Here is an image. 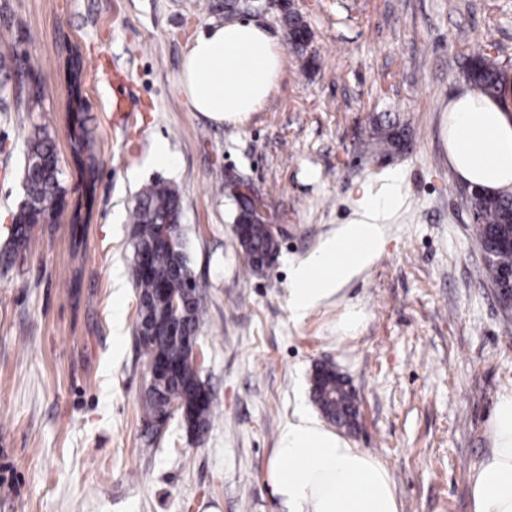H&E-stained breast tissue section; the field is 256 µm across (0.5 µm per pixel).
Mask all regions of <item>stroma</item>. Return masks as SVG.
Here are the masks:
<instances>
[{
    "label": "stroma",
    "mask_w": 512,
    "mask_h": 512,
    "mask_svg": "<svg viewBox=\"0 0 512 512\" xmlns=\"http://www.w3.org/2000/svg\"><path fill=\"white\" fill-rule=\"evenodd\" d=\"M208 2L0 0V52L37 64L21 93L40 86L29 108H0V247L34 127L53 138L70 205L93 200L87 223L38 225L27 253L0 266V512H282L264 472L280 428L312 407L323 363L355 393L358 426L341 435L387 466L401 512H471L473 470L512 390V317L485 278L448 160V101L473 53L512 72V0H294L310 32L302 52L266 2L250 18L282 48L284 72L241 123L190 111L179 88L192 37L217 18ZM119 95L138 103L127 132L112 123ZM79 117L95 136L89 184L71 149ZM387 118L404 126V148L377 145ZM159 141L166 168L148 162ZM237 180L276 227L278 253L261 272L224 192ZM155 181L181 194L206 292L198 365L212 415L198 438L177 416L152 433L143 407L130 216ZM389 187L379 257L294 318L292 265L357 219L364 191Z\"/></svg>",
    "instance_id": "stroma-1"
}]
</instances>
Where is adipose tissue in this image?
I'll return each instance as SVG.
<instances>
[{
    "mask_svg": "<svg viewBox=\"0 0 512 512\" xmlns=\"http://www.w3.org/2000/svg\"><path fill=\"white\" fill-rule=\"evenodd\" d=\"M280 48L253 21L210 24L192 39L179 85L192 111L244 120L271 96L283 73ZM448 158L465 182L489 193L512 187V120L498 100L467 86L448 103ZM389 197L364 193L361 217L291 271L290 310L301 318L338 294L380 255L379 217ZM491 425L493 448L471 478L473 512H512V392L502 394ZM265 483L286 512H400L386 466L354 448L306 410L282 427Z\"/></svg>",
    "mask_w": 512,
    "mask_h": 512,
    "instance_id": "1",
    "label": "adipose tissue"
}]
</instances>
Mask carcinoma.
<instances>
[{
    "label": "carcinoma",
    "instance_id": "carcinoma-1",
    "mask_svg": "<svg viewBox=\"0 0 512 512\" xmlns=\"http://www.w3.org/2000/svg\"><path fill=\"white\" fill-rule=\"evenodd\" d=\"M253 0H213L209 8L222 12L226 18L252 12ZM283 22L292 47L300 49L308 39V30L301 17L283 7ZM33 70L27 58L18 56L8 60L0 54V72L9 78L12 67ZM501 67L488 56H481L468 69L470 79L490 96L499 91ZM375 137L380 144L391 148L400 146L403 134L393 125H379ZM75 152L94 162V138L83 121H78L74 131ZM22 179L28 204L12 214L11 237L8 245L0 251V265H12L21 252L31 243L32 231L37 224H52L62 215L66 206V190L59 175L60 166L53 139L45 130H37L27 142L22 162ZM236 204L235 222L243 228L239 238L242 249L261 261L278 250V242L272 237L266 224L258 214L260 205L241 195V185L228 187ZM512 209V197L495 202L477 204L478 223L475 231L482 251H491L492 257L485 260L484 270L494 287L504 289L502 297L512 294V285L502 280L501 271L512 268V249L493 247V239L501 229L506 214ZM182 199L172 185L157 181L142 187L137 194L131 214L132 246L134 255L145 251L150 254V270L143 274L132 268L135 288L138 290V310L134 330L151 328L157 320L171 313L173 301L179 302L181 332L197 335L199 325L206 313L203 288L194 276L187 251V243L181 225ZM176 237L175 248L159 244L163 230ZM137 345L147 357V366L157 360L179 365L176 374L163 383L147 388L145 408L150 421L154 422L176 406L189 432L200 435L208 427L211 416V401L199 399V388L203 382L190 353L179 343L162 332L147 339L137 340ZM315 402L329 421L343 424L354 410V397L336 378H327L313 390Z\"/></svg>",
    "mask_w": 512,
    "mask_h": 512
}]
</instances>
